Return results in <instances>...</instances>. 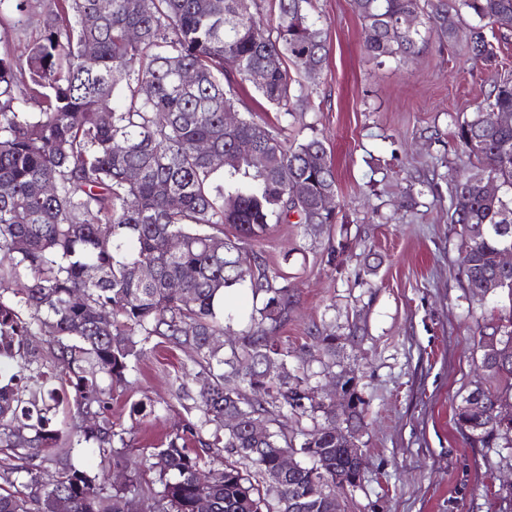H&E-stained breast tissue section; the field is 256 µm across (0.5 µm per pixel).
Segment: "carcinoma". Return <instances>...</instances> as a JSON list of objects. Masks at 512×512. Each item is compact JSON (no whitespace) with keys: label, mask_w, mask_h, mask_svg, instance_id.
<instances>
[{"label":"carcinoma","mask_w":512,"mask_h":512,"mask_svg":"<svg viewBox=\"0 0 512 512\" xmlns=\"http://www.w3.org/2000/svg\"><path fill=\"white\" fill-rule=\"evenodd\" d=\"M277 2L276 16L261 18L251 11L256 0H112L100 17L98 0H48L39 40L20 54L0 41V247L11 254L0 266V512H56V504L62 512H128L135 499L140 512H196L203 499L209 512H336V498L357 486L366 461L341 453L364 428L354 370L336 373L352 403L348 435L338 436L336 408L288 368L290 357L303 366L335 354L339 337L319 331L305 349L280 348L273 333L294 303L287 278L261 251L246 264L241 258L242 245L260 242L272 224L295 215L321 231L339 214L335 171L317 134L290 144L285 127L250 112L224 126L255 70L264 73L256 92L283 117L309 104L289 69L309 77L323 67L324 30L311 0ZM28 3L0 0L3 33L21 28ZM353 3L366 50L399 62L432 39L451 44L462 29L468 51L488 62L486 29L512 30V0ZM88 43L95 54L86 58ZM184 71L193 84L181 85ZM116 97L120 105L106 108ZM489 111L512 113V79L453 123L470 169L448 185V223L460 229L465 288L482 298L496 280L512 301V269L498 261L512 247V229L499 231L512 225V126L486 125ZM243 140L264 155L263 167L233 154ZM485 180L498 183V196L484 193ZM296 182L306 188L297 199ZM237 284L263 303L227 355L215 341L224 335L215 298ZM488 336L512 348V319L479 330L489 386L463 398L454 421L484 448L511 449L512 415L497 409L512 401V357L498 359ZM155 341L192 355L198 371L184 374L179 393L199 416L142 468L112 420V393L127 389ZM190 379L200 384L196 396ZM290 413L323 423L290 436ZM258 419L266 422L260 439L249 431ZM188 435L200 450L187 447ZM77 448L99 450L98 472L73 462ZM221 448L237 459H221ZM283 451L296 464L282 476ZM48 467L54 480L45 486L37 471ZM113 467L128 473L126 483L110 482Z\"/></svg>","instance_id":"1"}]
</instances>
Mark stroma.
Instances as JSON below:
<instances>
[{
    "label": "stroma",
    "instance_id": "stroma-1",
    "mask_svg": "<svg viewBox=\"0 0 512 512\" xmlns=\"http://www.w3.org/2000/svg\"><path fill=\"white\" fill-rule=\"evenodd\" d=\"M312 14L324 27L328 55L306 84L310 108L284 122L256 92L243 101L258 121L284 122L289 139L317 131L336 171L340 214L331 231L274 224L260 248L294 293L279 344L300 348L317 327L341 336L335 364H310L309 385L325 396L338 367L347 366L366 401L359 444L367 465L345 495V512H512L502 488L512 479V450L470 444L453 420L479 379L480 327L507 317L512 306L464 288L459 228L447 220L448 184L463 170L451 123L470 117L496 80L512 77V31L498 34L492 64L449 46L399 64L365 51L352 0H313ZM436 173L438 193L400 208L409 185ZM339 241L348 249L333 267L326 248ZM261 305L243 287L230 288L225 346L237 343ZM355 322L364 333L351 342ZM193 368L190 356L161 344L131 388L115 393L112 419L129 430L133 460L186 418L177 379ZM144 397L154 413L131 414V403Z\"/></svg>",
    "mask_w": 512,
    "mask_h": 512
}]
</instances>
